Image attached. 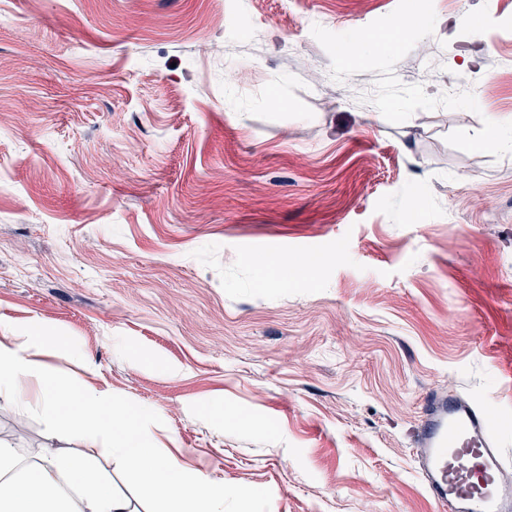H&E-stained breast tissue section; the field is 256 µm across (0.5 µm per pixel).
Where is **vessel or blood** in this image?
<instances>
[{"instance_id":"vessel-or-blood-1","label":"vessel or blood","mask_w":512,"mask_h":512,"mask_svg":"<svg viewBox=\"0 0 512 512\" xmlns=\"http://www.w3.org/2000/svg\"><path fill=\"white\" fill-rule=\"evenodd\" d=\"M414 444L419 478L440 512H512V471L485 404L428 395Z\"/></svg>"}]
</instances>
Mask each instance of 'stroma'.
I'll return each mask as SVG.
<instances>
[{
  "mask_svg": "<svg viewBox=\"0 0 512 512\" xmlns=\"http://www.w3.org/2000/svg\"><path fill=\"white\" fill-rule=\"evenodd\" d=\"M426 2L385 52L406 0H0V337L147 410L224 512H439L433 391L512 467V0ZM0 442L162 510L35 407Z\"/></svg>",
  "mask_w": 512,
  "mask_h": 512,
  "instance_id": "1",
  "label": "stroma"
}]
</instances>
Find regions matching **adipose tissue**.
Returning a JSON list of instances; mask_svg holds the SVG:
<instances>
[{"label": "adipose tissue", "mask_w": 512, "mask_h": 512, "mask_svg": "<svg viewBox=\"0 0 512 512\" xmlns=\"http://www.w3.org/2000/svg\"><path fill=\"white\" fill-rule=\"evenodd\" d=\"M44 342L26 329L0 339V399L27 404L37 394L44 420L62 435L122 457L133 478L158 495L163 512H224V487L189 474L176 460L150 453L144 437L147 412L131 409L79 378L51 372ZM0 512H132L112 493L90 462L45 453L29 462L0 445Z\"/></svg>", "instance_id": "ef3b65f1"}]
</instances>
